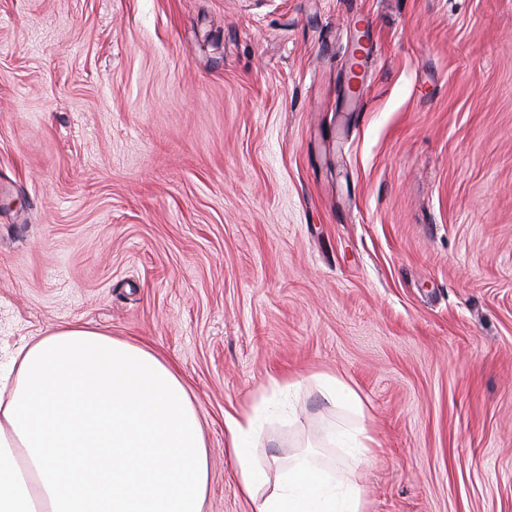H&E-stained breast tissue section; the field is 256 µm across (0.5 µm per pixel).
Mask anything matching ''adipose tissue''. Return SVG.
Returning a JSON list of instances; mask_svg holds the SVG:
<instances>
[{
  "label": "adipose tissue",
  "instance_id": "1",
  "mask_svg": "<svg viewBox=\"0 0 512 512\" xmlns=\"http://www.w3.org/2000/svg\"><path fill=\"white\" fill-rule=\"evenodd\" d=\"M0 512H203L207 441L178 370L146 347L69 325L0 371ZM252 512H363L362 490L296 457L259 494L253 416L225 419Z\"/></svg>",
  "mask_w": 512,
  "mask_h": 512
}]
</instances>
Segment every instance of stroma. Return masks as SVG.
I'll use <instances>...</instances> for the list:
<instances>
[{"mask_svg":"<svg viewBox=\"0 0 512 512\" xmlns=\"http://www.w3.org/2000/svg\"><path fill=\"white\" fill-rule=\"evenodd\" d=\"M68 324L177 367L204 512L256 406L263 493L512 512V0H0V364ZM322 396L333 405L343 406L356 416L364 417L360 395L337 376L318 374L312 377ZM225 445L239 477L242 495L252 512H363L361 487L350 480L334 483L327 472L307 455L296 457L279 477L276 488L259 495L257 461L246 444L257 432L252 415H227ZM347 439L349 446L346 448H353L356 453L360 455H372L376 448H379L377 439L370 433L364 424L354 427L348 432Z\"/></svg>","mask_w":512,"mask_h":512,"instance_id":"stroma-1","label":"stroma"}]
</instances>
